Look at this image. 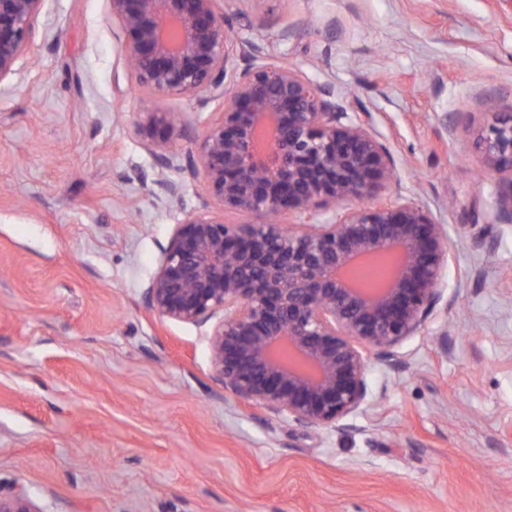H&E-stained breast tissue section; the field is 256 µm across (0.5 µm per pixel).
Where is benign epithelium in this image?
<instances>
[{
    "label": "benign epithelium",
    "mask_w": 512,
    "mask_h": 512,
    "mask_svg": "<svg viewBox=\"0 0 512 512\" xmlns=\"http://www.w3.org/2000/svg\"><path fill=\"white\" fill-rule=\"evenodd\" d=\"M46 0H0V92L20 75ZM139 85L159 96L220 99L199 156L209 205L178 224L144 291L148 307L205 325L224 391L275 416L327 426L367 399L363 349L383 358L425 326L451 257L444 225L401 198L371 207L395 161L378 132L325 84L232 36L244 0H108ZM175 114L142 113L135 132L160 171L173 167ZM476 145L507 175L499 219L512 223V113L487 112ZM256 217L224 221V213ZM358 258L385 262L374 288L350 282ZM0 512H38L23 492Z\"/></svg>",
    "instance_id": "7a95c632"
}]
</instances>
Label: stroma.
Masks as SVG:
<instances>
[{
    "label": "stroma",
    "instance_id": "stroma-1",
    "mask_svg": "<svg viewBox=\"0 0 512 512\" xmlns=\"http://www.w3.org/2000/svg\"><path fill=\"white\" fill-rule=\"evenodd\" d=\"M248 12L239 37L381 133L397 173L385 197L444 224L441 302L397 357L367 352V402L337 424L225 394L209 327L160 318L143 295L209 199L189 167L222 105L140 87L107 0H47L0 95V486L39 512H512V223L475 145L485 113L512 110V0ZM152 109L183 119L165 175L176 204L135 134Z\"/></svg>",
    "mask_w": 512,
    "mask_h": 512
}]
</instances>
